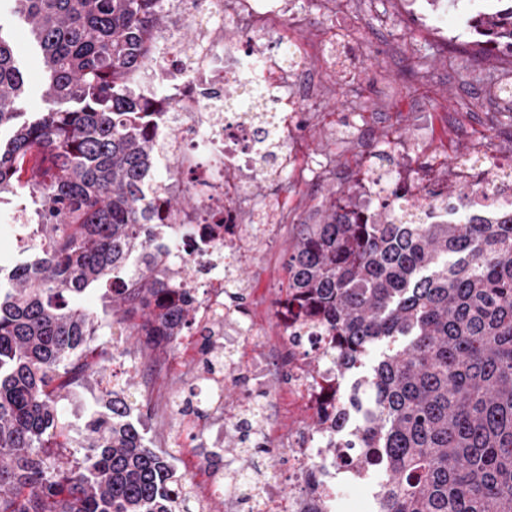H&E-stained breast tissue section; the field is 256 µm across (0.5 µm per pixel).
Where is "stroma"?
Wrapping results in <instances>:
<instances>
[{"label":"stroma","instance_id":"1","mask_svg":"<svg viewBox=\"0 0 512 512\" xmlns=\"http://www.w3.org/2000/svg\"><path fill=\"white\" fill-rule=\"evenodd\" d=\"M13 6L14 0H0V33L23 62L21 108L45 112L41 63ZM283 41L305 50L309 70L324 77V89L303 104L305 127L288 134L294 148L283 184L288 220L263 226L259 244L240 266L245 322L253 332L239 355L254 369L227 381L224 403L232 411L263 394L268 450L253 461L271 477L273 493L285 496L301 489L291 448L309 417L291 388L293 348L279 316L296 225L313 223L332 192L354 184L362 171L390 173L407 156L434 157L445 170L480 146L511 157L512 103L496 98L493 87L512 78V64L478 55L466 14L438 16L427 0H346L316 28L283 25L274 39L261 37L256 44L273 54ZM192 365L183 359L178 372L158 381L147 436L175 455L177 470L193 479L210 512H237L234 499L215 496L203 455L166 405ZM382 479L377 469L366 479L345 481L335 512H375L374 492Z\"/></svg>","mask_w":512,"mask_h":512}]
</instances>
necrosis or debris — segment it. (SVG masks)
<instances>
[{
    "label": "necrosis or debris",
    "instance_id": "necrosis-or-debris-1",
    "mask_svg": "<svg viewBox=\"0 0 512 512\" xmlns=\"http://www.w3.org/2000/svg\"><path fill=\"white\" fill-rule=\"evenodd\" d=\"M176 12L191 18L192 42L170 33L159 34L156 42L165 66L169 97L183 105L178 117L157 114L148 131L167 142L169 153L190 173L182 188L197 198L198 205L171 218L165 201L173 186L149 179L146 191L158 208L161 223L178 221L196 225L197 230L184 237L178 254L194 259L203 277L202 288L210 307L224 302V248L238 245L243 236L239 220L241 206L249 201L246 184L225 180L228 170L254 172L266 159L257 150V129L249 112L224 114L213 111L212 104L223 95L228 83L240 90L263 87L275 90L280 104L297 107L306 98L305 89L293 83V76L305 71V64L288 67L266 63L251 68L257 55L258 36H272L276 24L288 20L287 0H168ZM232 21L240 32L234 39H217V22ZM438 164L400 165L394 178L399 194L430 212L433 220L444 221L459 207H468L473 215H500L512 211V158L503 159L482 152L477 166L459 165L452 173L459 186L454 204L442 206L438 189L441 177Z\"/></svg>",
    "mask_w": 512,
    "mask_h": 512
}]
</instances>
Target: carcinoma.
Wrapping results in <instances>:
<instances>
[{
  "instance_id": "obj_1",
  "label": "carcinoma",
  "mask_w": 512,
  "mask_h": 512,
  "mask_svg": "<svg viewBox=\"0 0 512 512\" xmlns=\"http://www.w3.org/2000/svg\"><path fill=\"white\" fill-rule=\"evenodd\" d=\"M468 18L479 43L512 54V0ZM58 107L18 111L25 82L0 33V194L27 196L36 223L33 260L0 262V512H208L174 455L152 444L130 388L97 381L106 401L84 425L63 412L68 395L112 362L114 337H138L145 384L160 379L178 340L200 336V358L169 405L200 426L224 410V374L234 360L220 342L237 305L204 316L172 265L191 224H154L144 176L163 151L150 137L151 99L127 74L153 62L166 0H15ZM357 185L341 191L317 224L298 228L288 257L285 303L301 329L321 324L328 343L299 370L324 369L336 388L376 343H408L383 355L305 425L351 476L385 472L377 512H512V215L425 222L397 197L357 223ZM104 315L81 299L97 288ZM248 404L225 452L199 443L225 472L221 494L259 512L243 491L237 458L266 450ZM364 421L351 425L352 413ZM72 448L83 453L75 457ZM304 512H331L314 467L301 474Z\"/></svg>"
}]
</instances>
